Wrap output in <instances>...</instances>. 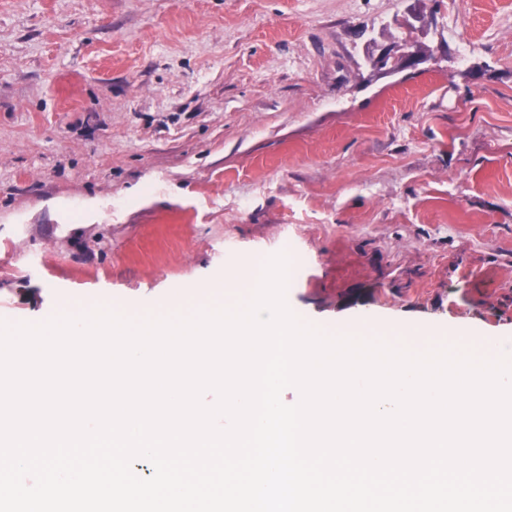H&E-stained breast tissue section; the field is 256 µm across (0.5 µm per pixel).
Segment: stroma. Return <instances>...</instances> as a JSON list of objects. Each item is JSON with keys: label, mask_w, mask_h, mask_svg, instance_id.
Wrapping results in <instances>:
<instances>
[{"label": "stroma", "mask_w": 512, "mask_h": 512, "mask_svg": "<svg viewBox=\"0 0 512 512\" xmlns=\"http://www.w3.org/2000/svg\"><path fill=\"white\" fill-rule=\"evenodd\" d=\"M410 5L0 0V321L201 308L287 253L298 317L512 347V0ZM414 4L410 7L408 19H405V22L410 27L416 28V23L418 24V28L421 30H425L430 28L434 24V14L433 11L427 9V4L434 6L435 1L428 0H413ZM423 60L417 54V48L407 47L400 50L398 55H392L389 50H382L377 55L369 57V63L373 71L378 74H385L392 68V64L398 69L413 68L422 63Z\"/></svg>", "instance_id": "obj_1"}]
</instances>
